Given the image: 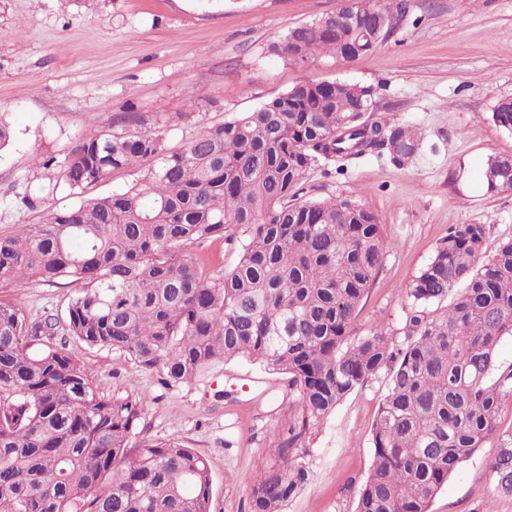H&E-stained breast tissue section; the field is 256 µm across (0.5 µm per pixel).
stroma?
I'll list each match as a JSON object with an SVG mask.
<instances>
[{
    "label": "stroma",
    "instance_id": "obj_1",
    "mask_svg": "<svg viewBox=\"0 0 512 512\" xmlns=\"http://www.w3.org/2000/svg\"><path fill=\"white\" fill-rule=\"evenodd\" d=\"M343 0H0V121L13 132L0 150V231L40 223L75 203L65 189L40 192L51 171L97 129L163 131L169 146L203 126L252 110L304 79L371 87L379 113L416 127L421 141L402 166L369 152L345 168L312 170L301 197L348 199L371 208L392 242L358 315L397 327L406 289L453 224L489 229L485 255L512 236V190H488L489 155L512 156V133L492 112L512 97V0H406L402 26L379 49L350 61L321 53L288 64L271 47L289 30L335 13ZM181 107L184 116L171 112ZM34 196L26 205V196ZM78 290L32 278L0 288L27 313L65 321ZM68 351L105 396L144 405L142 434L204 456L211 512H249L252 486L293 410L288 377L253 362H215L192 384L165 386L158 372L75 339ZM385 378L348 397L310 444L311 476L284 512H354L373 460L372 424ZM496 441L452 474L429 512H512L489 465Z\"/></svg>",
    "mask_w": 512,
    "mask_h": 512
}]
</instances>
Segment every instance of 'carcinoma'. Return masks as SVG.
Masks as SVG:
<instances>
[{
  "mask_svg": "<svg viewBox=\"0 0 512 512\" xmlns=\"http://www.w3.org/2000/svg\"><path fill=\"white\" fill-rule=\"evenodd\" d=\"M394 0H345L335 14L290 30L272 50L291 64L318 51L374 53L402 25ZM375 111L373 91L301 81L259 107L208 125L176 148L160 132H92L61 174L79 196L40 224L0 232V286L38 278L83 284L66 332L128 355L168 386L212 362L248 358L288 376L295 409L250 492L249 512H283L310 478L309 442L351 394L387 383L372 425L373 461L356 512H429L458 467L491 438L498 493L512 496V238L483 255L484 224H452L406 288L398 328L356 327L392 243L373 211L349 200L300 197L310 171L368 152L398 166L416 128ZM492 118L512 132L498 101ZM147 166L143 186L109 196L86 189ZM487 184L512 189V158L491 155ZM239 243L235 265L209 275L187 253ZM57 320L0 296V512H210L205 457L175 442L130 445L142 403L105 396L66 344Z\"/></svg>",
  "mask_w": 512,
  "mask_h": 512,
  "instance_id": "carcinoma-1",
  "label": "carcinoma"
}]
</instances>
